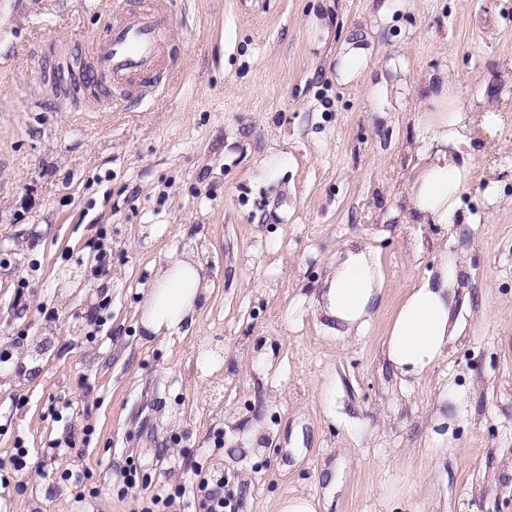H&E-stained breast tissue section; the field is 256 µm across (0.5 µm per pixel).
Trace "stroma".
Returning a JSON list of instances; mask_svg holds the SVG:
<instances>
[{
  "label": "stroma",
  "instance_id": "stroma-1",
  "mask_svg": "<svg viewBox=\"0 0 512 512\" xmlns=\"http://www.w3.org/2000/svg\"><path fill=\"white\" fill-rule=\"evenodd\" d=\"M113 2L0 0V512H142L175 486L205 512L216 476L235 512H512V0H172L170 87L121 112L45 67L90 64ZM352 46L369 64L347 83ZM432 70L500 116L444 244L398 201ZM353 242L384 300L335 336L316 300ZM445 247L465 330L407 384L381 340ZM192 251L217 284L196 334L142 342L143 288ZM450 382L467 399L441 458Z\"/></svg>",
  "mask_w": 512,
  "mask_h": 512
}]
</instances>
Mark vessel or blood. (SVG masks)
Masks as SVG:
<instances>
[{
  "label": "vessel or blood",
  "mask_w": 512,
  "mask_h": 512,
  "mask_svg": "<svg viewBox=\"0 0 512 512\" xmlns=\"http://www.w3.org/2000/svg\"><path fill=\"white\" fill-rule=\"evenodd\" d=\"M128 16L95 34L93 73L116 97L140 98L158 87L156 71L173 25L166 0H129Z\"/></svg>",
  "instance_id": "b4317fda"
}]
</instances>
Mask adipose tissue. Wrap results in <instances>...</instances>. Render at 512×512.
<instances>
[{"mask_svg": "<svg viewBox=\"0 0 512 512\" xmlns=\"http://www.w3.org/2000/svg\"><path fill=\"white\" fill-rule=\"evenodd\" d=\"M457 93L443 72L427 73L416 91L423 132L412 148V175L403 194L407 218L430 224L446 238L463 223L459 200L471 181L465 160L471 130L459 112ZM459 258L441 252L434 270L405 289L386 329L382 354L396 375L421 380L448 355L465 330L460 312L467 299L459 280ZM214 282L198 255L172 256L145 292L138 325L144 341L194 334L197 315L210 299ZM383 276L374 251L349 245L333 264L316 303L318 316L342 335H364L383 302Z\"/></svg>", "mask_w": 512, "mask_h": 512, "instance_id": "obj_1", "label": "adipose tissue"}]
</instances>
